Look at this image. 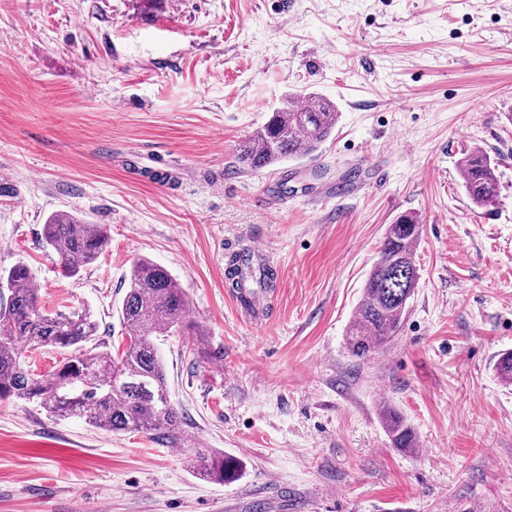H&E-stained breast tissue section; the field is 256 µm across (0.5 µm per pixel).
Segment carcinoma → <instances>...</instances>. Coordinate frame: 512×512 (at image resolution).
Masks as SVG:
<instances>
[{"mask_svg":"<svg viewBox=\"0 0 512 512\" xmlns=\"http://www.w3.org/2000/svg\"><path fill=\"white\" fill-rule=\"evenodd\" d=\"M305 102L300 107L293 98L285 99L239 145L238 166L254 171L316 153L335 130L338 111L314 93L305 95ZM458 169L472 204L483 207L497 201L496 162L487 152L476 148L465 153ZM421 232V225L409 215L388 225L346 331L352 355L366 357L398 332L418 281L413 246ZM43 239L60 260L62 276L71 278L98 258L109 235L104 224H85L73 214L59 212L44 224ZM243 261L242 254L232 257L227 272L239 292L247 280ZM4 287L8 298L0 303V401L37 402L55 416L79 418L95 428L182 441V418L170 401L162 358L153 342V337L183 327L188 314L186 293L167 269L143 257L132 262L120 308L126 343L114 353L93 344L97 322L91 310L45 311L26 265L17 263L1 271L0 288ZM27 347H54L68 356L42 374L28 365ZM495 372L512 382V351L500 355ZM381 415L394 448L412 452L418 447L416 432L402 415L385 404ZM197 455L200 472L213 481L222 482L234 472L222 454Z\"/></svg>","mask_w":512,"mask_h":512,"instance_id":"cac0c4a2","label":"carcinoma"}]
</instances>
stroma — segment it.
Segmentation results:
<instances>
[{
	"mask_svg": "<svg viewBox=\"0 0 512 512\" xmlns=\"http://www.w3.org/2000/svg\"><path fill=\"white\" fill-rule=\"evenodd\" d=\"M295 92L335 103L331 138L239 169ZM476 147L483 208L457 170ZM58 211L108 228L72 278L43 244ZM402 214L417 287L358 358L346 329ZM242 249L274 272L262 326L225 281ZM139 257L189 300L156 340L184 442L0 401V512H512V0H0V269L28 265L46 310L91 308L114 351ZM198 448L234 474L202 478ZM458 169L467 197L476 206L495 204L499 196L496 162L480 148L464 154ZM382 419L393 448L412 452L418 447L415 430L407 420L387 405H382Z\"/></svg>",
	"mask_w": 512,
	"mask_h": 512,
	"instance_id": "obj_1",
	"label": "stroma"
}]
</instances>
